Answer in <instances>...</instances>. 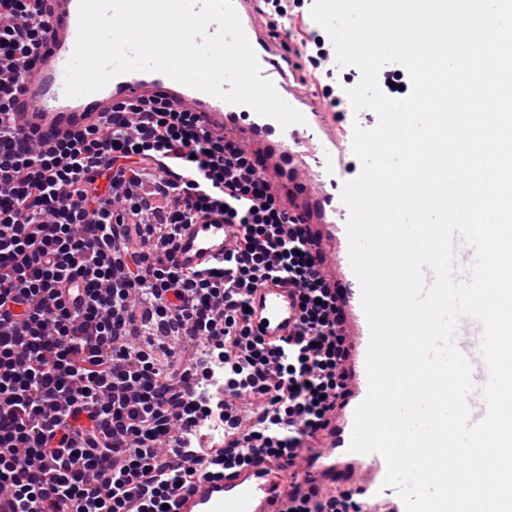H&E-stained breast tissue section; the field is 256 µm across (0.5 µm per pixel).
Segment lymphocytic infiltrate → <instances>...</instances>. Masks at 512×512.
I'll use <instances>...</instances> for the list:
<instances>
[{
	"mask_svg": "<svg viewBox=\"0 0 512 512\" xmlns=\"http://www.w3.org/2000/svg\"><path fill=\"white\" fill-rule=\"evenodd\" d=\"M262 2L304 48L305 75L325 71L331 41L297 30L288 0ZM51 15V0H0V492L19 512H171V492L215 464L292 461L327 426L346 395L336 296L256 160L198 113L134 100L55 144L16 126ZM210 217L232 242L181 270V226ZM269 283L299 294L297 328L275 343L247 310ZM216 363L224 390L201 398ZM211 422L217 446L200 433ZM386 509L356 488L281 512Z\"/></svg>",
	"mask_w": 512,
	"mask_h": 512,
	"instance_id": "1",
	"label": "lymphocytic infiltrate"
}]
</instances>
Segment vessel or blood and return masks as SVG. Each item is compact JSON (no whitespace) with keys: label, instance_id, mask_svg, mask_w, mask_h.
Here are the masks:
<instances>
[{"label":"vessel or blood","instance_id":"obj_1","mask_svg":"<svg viewBox=\"0 0 512 512\" xmlns=\"http://www.w3.org/2000/svg\"><path fill=\"white\" fill-rule=\"evenodd\" d=\"M51 4L46 47L19 98V124L39 128L54 142L77 127L104 121L115 103L159 93L178 110L201 113L212 134L260 157V172L277 190L282 207L309 225L324 254L319 270L336 293L337 329L351 347L344 365L351 400L337 404L314 448L291 464L263 458L223 480L198 481L190 492L175 493L174 512H279L288 493L296 490L351 485L379 489L387 470L384 458L348 450L356 404L367 394L370 338L360 285L349 259V211L335 180L352 145L342 141L328 122L322 92L302 85L300 50L290 46L286 35H273L270 18L259 11L257 0H234L262 77L305 118L304 123L286 128L250 107L224 102L158 72L122 74L98 92L69 98L64 94V71L76 42L79 0H51ZM233 233V226L209 219L183 225L178 265L187 272L210 265L223 255ZM250 307L253 326L269 341L291 334L299 319L297 291L285 285L257 288L250 295Z\"/></svg>","mask_w":512,"mask_h":512}]
</instances>
